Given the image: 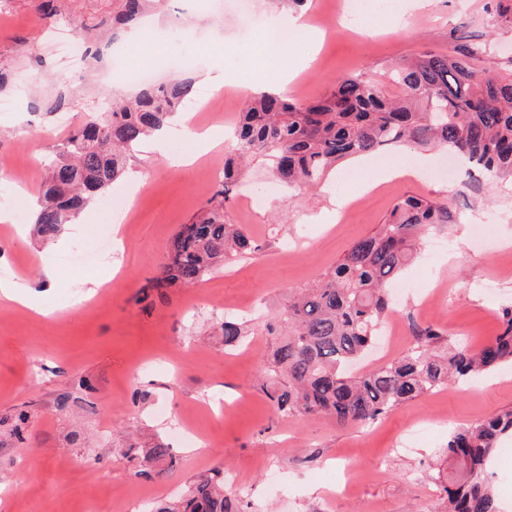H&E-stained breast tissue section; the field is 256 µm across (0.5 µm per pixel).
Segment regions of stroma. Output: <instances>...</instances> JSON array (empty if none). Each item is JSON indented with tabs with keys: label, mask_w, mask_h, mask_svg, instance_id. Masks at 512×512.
Here are the masks:
<instances>
[{
	"label": "stroma",
	"mask_w": 512,
	"mask_h": 512,
	"mask_svg": "<svg viewBox=\"0 0 512 512\" xmlns=\"http://www.w3.org/2000/svg\"><path fill=\"white\" fill-rule=\"evenodd\" d=\"M44 2L0 0V101L13 103L0 112V185L11 212L22 215L21 222L0 223V268L11 269V282L33 285L74 244L91 251L113 235V216L98 200L86 209L93 223L68 225L51 241L34 234L30 219L44 165L89 114L138 90L115 66L124 36L94 38L98 58L72 76L51 45L61 20L69 33H82L111 19L113 0H66L58 20L43 14ZM305 9L327 38L287 88L300 102L324 96L350 73L387 84L394 63L462 44L474 49L476 69L492 63L512 72V26L498 18L496 0H307ZM152 12L167 29L184 25L198 33L177 51L196 59V67L176 69V76L193 81L215 69L229 81L221 107L196 113V122L237 121L250 99L238 85L263 82L262 63L278 51L272 33L247 27L233 6L216 10L208 0H156ZM69 78L76 104L61 126L49 106L69 90ZM369 159L383 166L409 161L418 174L360 195L366 173L348 161L324 186L281 187L256 205L250 191L273 177L264 160H254L227 216L245 226L259 251L161 294L151 282L175 232L216 191L209 171L223 165L224 154L174 168L153 143L137 148L127 166L147 173L146 186L132 194L123 178L110 192L132 214L121 246L98 266L60 271L55 288L32 293V307L0 302V417L28 415L23 439L0 426V512H146L218 470L249 512H443L436 475L448 435L512 406L511 367L445 386L365 426L282 416L259 382L270 344L265 320L375 232L408 195L446 202L454 221L424 235L416 260L396 281L392 318L400 329L385 339L391 357L410 347L415 323L479 347L496 334L500 308L512 305V273L497 265L512 254V180L465 186L463 163L441 152L388 147ZM342 183L353 199L327 223H313ZM109 270L110 283L85 299L87 287ZM230 305L253 325L249 353L224 350L221 326ZM183 425L219 438V445L179 446L174 432ZM158 439L170 448L162 459L145 453ZM491 460L499 512H512L511 433ZM274 472L283 476L281 488L270 482Z\"/></svg>",
	"instance_id": "1"
}]
</instances>
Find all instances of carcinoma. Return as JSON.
<instances>
[{
	"mask_svg": "<svg viewBox=\"0 0 512 512\" xmlns=\"http://www.w3.org/2000/svg\"><path fill=\"white\" fill-rule=\"evenodd\" d=\"M112 24L140 16L149 0H113ZM472 51L421 52L394 65L382 91L361 74L336 79L324 97L305 104L264 92L240 114L234 145L224 157L222 188L192 222L174 235L159 289L190 286L208 272L257 250L247 229L227 219L230 191L243 174L240 161L265 157L283 182L314 188L345 159L384 146H442L464 156L490 179H512V74L478 71ZM192 91L173 80L143 87L134 99L112 102L54 148L41 184L34 230L44 239L61 234L96 197L123 175L127 152L170 123ZM452 222L448 207L409 195L386 223L355 242L336 265L288 301L266 323L273 344L262 368V387L283 416H328L338 426L371 424L448 380L469 381L512 367V306L498 312L500 330L472 348L449 343L433 325L413 327V346L389 362L352 370L376 341L392 309L387 284L417 256L421 236ZM224 347L240 345L246 322L226 320ZM512 432V408L459 427L448 437V512H499L486 462ZM156 512H241L224 496L218 471L188 485Z\"/></svg>",
	"mask_w": 512,
	"mask_h": 512,
	"instance_id": "1",
	"label": "carcinoma"
}]
</instances>
